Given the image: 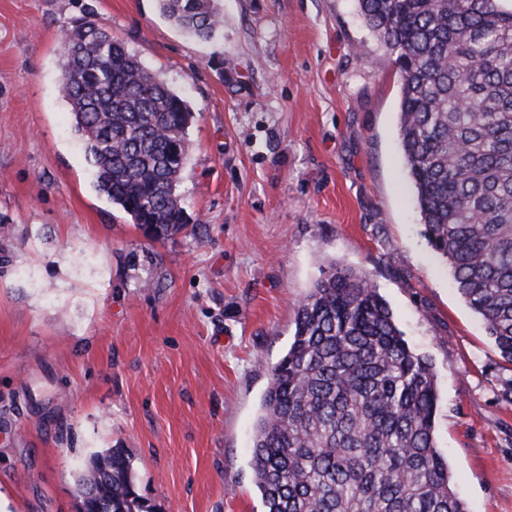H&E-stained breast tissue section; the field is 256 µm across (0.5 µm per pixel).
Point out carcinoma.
Masks as SVG:
<instances>
[{
	"label": "carcinoma",
	"instance_id": "1",
	"mask_svg": "<svg viewBox=\"0 0 512 512\" xmlns=\"http://www.w3.org/2000/svg\"><path fill=\"white\" fill-rule=\"evenodd\" d=\"M184 35H224L222 0H157ZM400 78L399 136L424 236L512 363V7L357 0ZM60 92L100 194L145 236L187 226L178 192L193 112L89 20L66 29ZM433 367L369 274L332 263L299 302L253 430L263 512H467L435 441ZM88 512H153L121 448L79 477Z\"/></svg>",
	"mask_w": 512,
	"mask_h": 512
}]
</instances>
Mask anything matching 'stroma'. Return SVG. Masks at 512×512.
<instances>
[{"instance_id":"stroma-1","label":"stroma","mask_w":512,"mask_h":512,"mask_svg":"<svg viewBox=\"0 0 512 512\" xmlns=\"http://www.w3.org/2000/svg\"><path fill=\"white\" fill-rule=\"evenodd\" d=\"M223 5L201 42L157 0H0V512H79L80 470L110 448L156 512H262L252 429L334 261L431 362L467 512H512V365L422 234L393 56L356 0ZM82 17L196 114L187 227L164 241L95 189L59 88Z\"/></svg>"}]
</instances>
